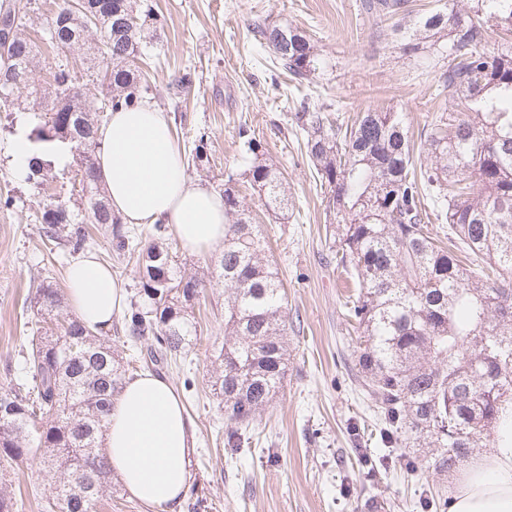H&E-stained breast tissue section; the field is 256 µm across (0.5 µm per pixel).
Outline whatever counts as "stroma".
Masks as SVG:
<instances>
[{
  "instance_id": "obj_1",
  "label": "stroma",
  "mask_w": 512,
  "mask_h": 512,
  "mask_svg": "<svg viewBox=\"0 0 512 512\" xmlns=\"http://www.w3.org/2000/svg\"><path fill=\"white\" fill-rule=\"evenodd\" d=\"M159 17L161 69L150 72L151 104L178 133L182 155L196 137H205L208 171L187 165L189 179L223 193L227 173H242L250 159L246 138L259 141L288 180V207L273 213L257 191L241 185L251 223L260 225L271 259L286 286L288 354L284 386L257 421L259 443L229 460L224 449V415L210 386L217 368L214 350L224 340V284L212 279L195 316L201 341L190 365L157 367L179 390L195 447L189 470L202 498L200 512H413L414 488L399 468L377 465L367 471L360 452L379 460L387 452L372 433L369 402L352 373L353 332L344 313L355 282L336 268L326 240L325 190L299 145L292 125L293 102L319 98L332 112L351 116L368 108L402 113L420 136L434 113L448 103L434 93L435 70L402 57L399 39H377L360 0H151ZM291 23L316 41L328 67L318 82L294 88L287 74L265 64L266 51L253 22ZM195 71L189 94L168 88L179 70ZM38 120L29 110L0 112V364L18 356L34 322L24 300L35 285L65 287L71 260L67 247L48 253L40 215L49 202L86 216L87 202L74 185L76 160L54 167L38 186L19 178L8 154L14 139L31 134ZM247 136H240V129ZM85 249L111 267L127 293H134L133 266L112 258L100 227L86 225ZM357 425L360 440L349 434Z\"/></svg>"
}]
</instances>
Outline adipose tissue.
<instances>
[{"instance_id":"1","label":"adipose tissue","mask_w":512,"mask_h":512,"mask_svg":"<svg viewBox=\"0 0 512 512\" xmlns=\"http://www.w3.org/2000/svg\"><path fill=\"white\" fill-rule=\"evenodd\" d=\"M99 141L98 166L115 214L129 224L173 225L191 253L223 244L224 202L188 180L162 112L135 107L112 113ZM66 281L70 310L91 329L107 330L125 303L110 268L87 253L71 262ZM192 451L184 406L168 379L145 374L127 381L104 439L123 488L147 504L177 505ZM449 512H512L511 422L499 430L491 452L460 475Z\"/></svg>"}]
</instances>
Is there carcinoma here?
Returning a JSON list of instances; mask_svg holds the SVG:
<instances>
[{
	"label": "carcinoma",
	"mask_w": 512,
	"mask_h": 512,
	"mask_svg": "<svg viewBox=\"0 0 512 512\" xmlns=\"http://www.w3.org/2000/svg\"><path fill=\"white\" fill-rule=\"evenodd\" d=\"M72 0L49 9L35 0L0 5V39L13 33L0 54V110L18 105L24 90L38 113L33 141L67 142L85 166L76 179L89 201L88 220L111 225L110 250L135 261L137 288L122 319L133 363L153 366L184 359L200 336L193 310L204 280L182 274L172 237L162 223L134 232L101 187L96 134L109 115L148 101L151 85L139 60L154 41L145 27L158 24L145 0ZM375 33L400 35V53L438 69L437 94L448 98L423 137L427 156L398 112L368 109L350 121L331 117L312 98L296 103L291 119L305 153L326 189V216L336 266L358 280L347 301L357 330V384L374 403L382 441L390 448L432 449L430 459L397 455L406 478L430 466L455 471L494 441L512 417V0H446L412 27L410 0H363ZM95 18L85 32L86 13ZM68 21L64 27L60 20ZM274 63L299 86L313 85L326 67L313 40L289 24L253 23ZM73 49L87 61L85 77L109 101L99 115L81 93L67 64L35 77L44 51ZM194 73L174 75L175 93L192 87ZM243 179L268 210L288 204L282 173L255 139ZM198 168L209 163L204 137L190 151ZM224 180L227 220L224 252L214 261L224 277V344L212 387L221 398L230 454L247 443V429L283 387L288 325L286 291L266 259L261 230L250 224L237 189ZM49 251L66 242L84 248L82 228L56 206L41 213ZM36 329L24 337L17 373L6 366L0 388V512L23 506L6 475L35 458L37 476L51 495L43 512H101L112 501V477L103 435L114 399L126 379L112 337L96 335L76 316L62 317L64 292L42 282L30 298ZM430 512H446L447 490L424 495Z\"/></svg>",
	"instance_id": "cac0c4a2"
}]
</instances>
